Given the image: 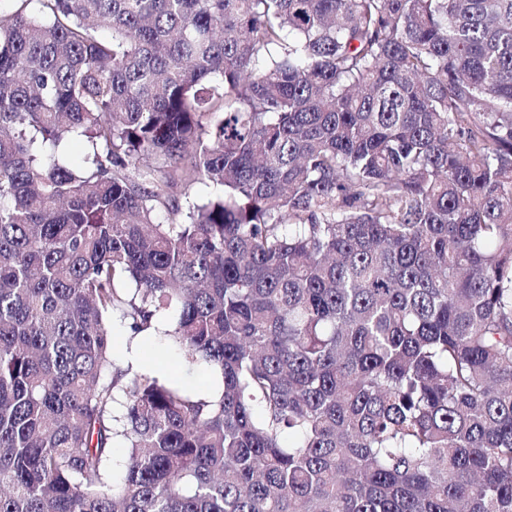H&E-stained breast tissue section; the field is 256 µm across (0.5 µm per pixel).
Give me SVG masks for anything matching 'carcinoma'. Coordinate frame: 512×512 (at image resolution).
I'll return each instance as SVG.
<instances>
[{
  "instance_id": "carcinoma-1",
  "label": "carcinoma",
  "mask_w": 512,
  "mask_h": 512,
  "mask_svg": "<svg viewBox=\"0 0 512 512\" xmlns=\"http://www.w3.org/2000/svg\"><path fill=\"white\" fill-rule=\"evenodd\" d=\"M13 2L0 512H512V0ZM112 355L118 364L126 365L133 359L139 367L142 360L160 370L166 376L179 382L205 391L211 373L205 366L188 368L180 353L173 348L165 336H148L130 340V336L119 320H114L111 335Z\"/></svg>"
}]
</instances>
